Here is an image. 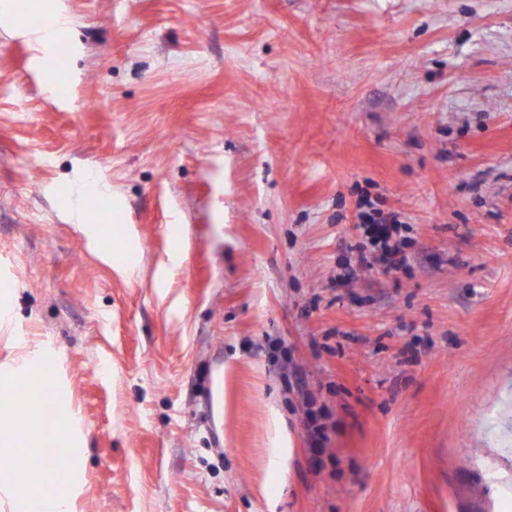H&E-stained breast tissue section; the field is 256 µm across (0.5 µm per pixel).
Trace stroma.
<instances>
[{
    "instance_id": "stroma-1",
    "label": "stroma",
    "mask_w": 512,
    "mask_h": 512,
    "mask_svg": "<svg viewBox=\"0 0 512 512\" xmlns=\"http://www.w3.org/2000/svg\"><path fill=\"white\" fill-rule=\"evenodd\" d=\"M62 5L60 96L0 32V361L65 357L84 512H498L512 0ZM363 193L414 245L340 287ZM329 415L322 409L311 411L306 426V441L311 448H329L333 430L326 422Z\"/></svg>"
}]
</instances>
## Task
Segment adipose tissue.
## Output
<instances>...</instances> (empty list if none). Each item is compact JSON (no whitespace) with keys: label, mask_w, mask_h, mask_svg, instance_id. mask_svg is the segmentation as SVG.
<instances>
[{"label":"adipose tissue","mask_w":512,"mask_h":512,"mask_svg":"<svg viewBox=\"0 0 512 512\" xmlns=\"http://www.w3.org/2000/svg\"><path fill=\"white\" fill-rule=\"evenodd\" d=\"M33 8L48 13L47 27L28 25L16 14L13 0H0V23L7 24L13 36L32 42L37 61H46L58 38L70 34L72 21L59 0H33ZM16 353L0 363V449L42 448L46 445L45 430L26 417L28 407L13 400L17 390L35 391L52 397L58 403V426L54 437L67 451L68 474L61 484L30 483L16 489L14 482H0V497L6 499L10 512H27L37 504L39 512H82L84 478L81 469L85 430L77 412L69 407L65 391L68 387L64 360L46 341H32L19 336L15 339Z\"/></svg>","instance_id":"ef3b65f1"}]
</instances>
